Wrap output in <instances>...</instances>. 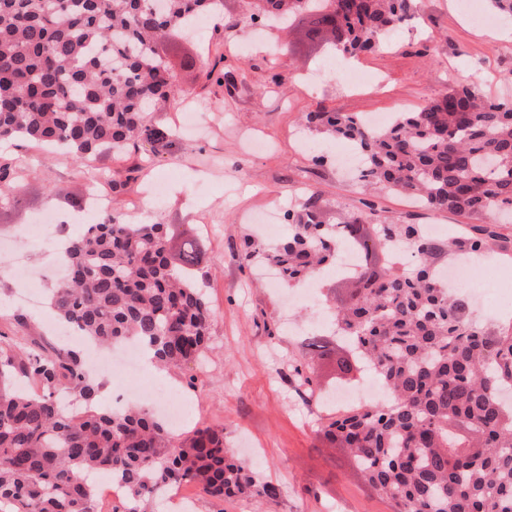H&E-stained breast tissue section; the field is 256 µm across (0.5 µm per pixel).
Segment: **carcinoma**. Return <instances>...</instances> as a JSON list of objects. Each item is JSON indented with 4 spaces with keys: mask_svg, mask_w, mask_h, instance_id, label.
Here are the masks:
<instances>
[{
    "mask_svg": "<svg viewBox=\"0 0 512 512\" xmlns=\"http://www.w3.org/2000/svg\"><path fill=\"white\" fill-rule=\"evenodd\" d=\"M0 0V142L23 138L78 161L144 141L159 156L174 134L150 112L179 94L156 45L198 15L220 17L224 0ZM416 0H258L267 20L301 18L306 38L354 56L384 43L412 18ZM306 124L359 150L362 186L416 197L432 211L512 214V101L491 100L474 80L388 124L308 112ZM275 246L257 237L259 259L297 285L336 260V241L361 264L336 307L338 332L313 334L310 359L336 356L342 378L369 366L387 402L351 407L324 427L369 486L397 512H512V323H474L462 293L433 267L445 252L477 253L495 232L442 242L415 224H341L312 196L288 213ZM202 240L173 224H131L111 208L64 249L67 275L49 294L57 318L101 347L136 342L162 369L204 355L213 311L196 286ZM101 384L81 354L50 337L0 334V512H96L93 476L123 486V512L161 488L195 484L219 499H275L278 485L224 447V429L176 438L150 409L98 405ZM67 395L81 403L79 416Z\"/></svg>",
    "mask_w": 512,
    "mask_h": 512,
    "instance_id": "1",
    "label": "carcinoma"
}]
</instances>
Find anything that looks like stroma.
Returning a JSON list of instances; mask_svg holds the SVG:
<instances>
[{
	"instance_id": "obj_1",
	"label": "stroma",
	"mask_w": 512,
	"mask_h": 512,
	"mask_svg": "<svg viewBox=\"0 0 512 512\" xmlns=\"http://www.w3.org/2000/svg\"><path fill=\"white\" fill-rule=\"evenodd\" d=\"M461 2L420 0L418 19L395 29L387 48L356 59V69L370 79L356 87L337 79L335 56L312 50L299 24L267 30L250 19L247 0H224L225 26L177 30L156 48L180 94L159 105L152 120L174 130L192 112L196 132L180 135L171 152L152 161L148 144L140 142L121 156L105 153L82 164L119 171L121 185L108 195L131 221L175 224L205 241L207 256L195 280L214 311L206 356L182 371L145 367L128 379L123 394L106 386L100 393L101 405L112 407L144 401L154 384L164 385L189 411L181 432L223 428L225 447L281 489L274 500H221L187 484L191 512H395L394 501L366 484L352 456L323 439V423L341 408L325 400L341 389L333 359L312 366L315 398L290 369L306 359L305 330L331 332L328 311L345 297L347 282L322 272L314 298L292 299L290 287H271L247 265L245 243L270 214L288 235V210L312 194L333 224L364 216L370 202L385 224H441L458 232L486 225V218L435 212L396 192L363 194L337 158L349 143L316 147V133L301 124L302 113L322 109L365 116L410 112L456 78L477 80L488 96L512 99V28L499 21L477 26ZM190 58L195 66H187ZM205 62L223 69L222 83L205 80ZM1 157L20 162L24 188L0 208V255L39 272L44 288H51L63 246L31 240L26 231L53 212L65 223V237L76 236L91 216L74 205L86 196L77 175L82 165L26 140L0 147ZM153 181L169 184L165 197L145 196ZM54 186L65 187V194L51 197ZM495 230L467 278L473 317L489 325L512 320V309L500 303L512 291V223ZM15 288L10 268L0 269V334L44 333L53 310L44 301L35 307L16 302ZM20 314L28 328L16 324ZM189 377L195 388L186 387Z\"/></svg>"
}]
</instances>
